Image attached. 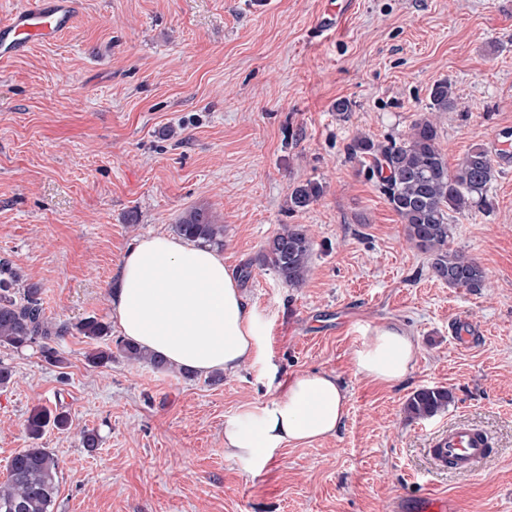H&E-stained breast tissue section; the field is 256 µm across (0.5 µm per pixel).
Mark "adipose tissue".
<instances>
[{"label": "adipose tissue", "mask_w": 512, "mask_h": 512, "mask_svg": "<svg viewBox=\"0 0 512 512\" xmlns=\"http://www.w3.org/2000/svg\"><path fill=\"white\" fill-rule=\"evenodd\" d=\"M122 336L169 364L200 374L236 372L268 358L266 322L243 295L236 268L211 247L155 234L124 254L110 289ZM416 345L390 322L353 351L357 374L384 384L413 369ZM348 392L336 375L305 373L278 395L224 424V450L248 470L284 445L335 435L347 415Z\"/></svg>", "instance_id": "ef3b65f1"}]
</instances>
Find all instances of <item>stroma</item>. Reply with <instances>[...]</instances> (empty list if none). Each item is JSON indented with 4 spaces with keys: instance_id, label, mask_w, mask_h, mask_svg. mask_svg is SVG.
Returning <instances> with one entry per match:
<instances>
[{
    "instance_id": "1",
    "label": "stroma",
    "mask_w": 512,
    "mask_h": 512,
    "mask_svg": "<svg viewBox=\"0 0 512 512\" xmlns=\"http://www.w3.org/2000/svg\"><path fill=\"white\" fill-rule=\"evenodd\" d=\"M326 0H79L73 28L0 60V260L42 289L63 365L38 345L0 346V482L29 447L34 409L66 411L40 447L60 460L52 512H395L447 495L465 512H512V162L499 163L490 215L453 223L452 249L481 264L480 291L432 278L353 140L404 135L431 86L449 168L473 146L512 141V0H356L320 34ZM349 104L337 112V101ZM321 182L308 210L290 188ZM208 207L226 265L267 323L268 360L231 375L157 370L114 352L109 290L125 251ZM285 224L312 239L308 279L285 285L259 257ZM93 317L106 337L77 330ZM467 318L469 343L457 341ZM398 322L417 345L403 381L357 374L361 337ZM306 372L335 374L347 416L335 436L288 444L255 470L224 452V422ZM423 387L454 395L408 419ZM455 422L490 440L476 472L438 469L428 448ZM96 433L85 448L83 432ZM430 102L425 109L429 112H448L456 107V98L448 80H442L433 85L429 94Z\"/></svg>"
}]
</instances>
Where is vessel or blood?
<instances>
[{
  "instance_id": "obj_1",
  "label": "vessel or blood",
  "mask_w": 512,
  "mask_h": 512,
  "mask_svg": "<svg viewBox=\"0 0 512 512\" xmlns=\"http://www.w3.org/2000/svg\"><path fill=\"white\" fill-rule=\"evenodd\" d=\"M353 0H327L316 20L320 31L339 28L351 11ZM75 18L73 0H30L18 8L7 23L0 25V59L12 58L26 48L55 40L72 29ZM485 432L455 423L431 442V455L440 467L451 473H469L486 458Z\"/></svg>"
}]
</instances>
